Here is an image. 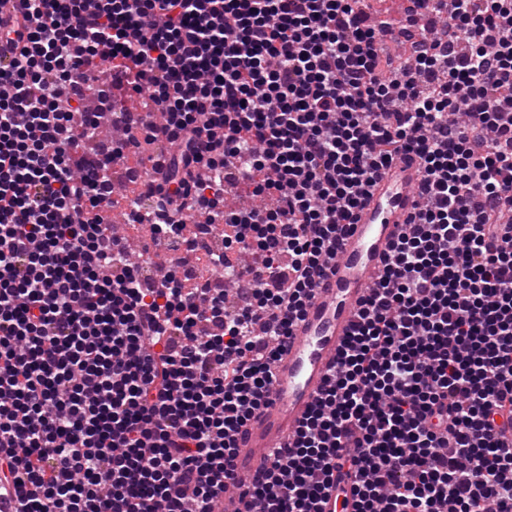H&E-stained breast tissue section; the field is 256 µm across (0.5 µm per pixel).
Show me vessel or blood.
<instances>
[{"instance_id":"vessel-or-blood-1","label":"vessel or blood","mask_w":512,"mask_h":512,"mask_svg":"<svg viewBox=\"0 0 512 512\" xmlns=\"http://www.w3.org/2000/svg\"><path fill=\"white\" fill-rule=\"evenodd\" d=\"M421 178L418 162L401 158L373 189L277 363L271 406L238 436V471L257 469L271 448L292 437L306 415L351 330L359 299L379 279L387 244L414 213L411 190Z\"/></svg>"}]
</instances>
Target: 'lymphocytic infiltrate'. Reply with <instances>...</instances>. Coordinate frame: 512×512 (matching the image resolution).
I'll return each mask as SVG.
<instances>
[{
  "label": "lymphocytic infiltrate",
  "instance_id": "obj_1",
  "mask_svg": "<svg viewBox=\"0 0 512 512\" xmlns=\"http://www.w3.org/2000/svg\"><path fill=\"white\" fill-rule=\"evenodd\" d=\"M0 66V478L17 512H216L235 434L381 172L417 210L247 512H512V0H452L397 66L359 0H20ZM112 57L113 151L152 143L156 232L224 223L251 301L145 288L75 157ZM235 159L253 206L225 205Z\"/></svg>",
  "mask_w": 512,
  "mask_h": 512
}]
</instances>
